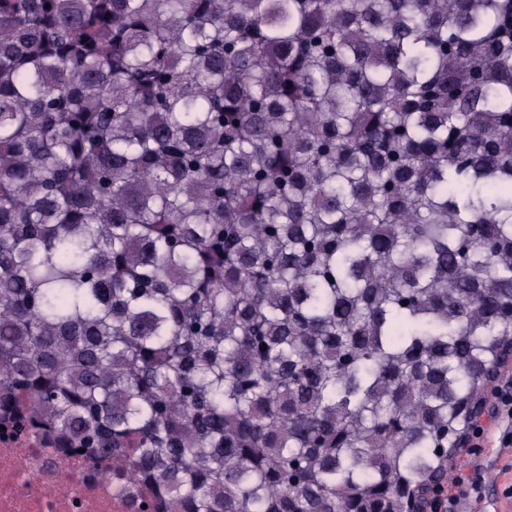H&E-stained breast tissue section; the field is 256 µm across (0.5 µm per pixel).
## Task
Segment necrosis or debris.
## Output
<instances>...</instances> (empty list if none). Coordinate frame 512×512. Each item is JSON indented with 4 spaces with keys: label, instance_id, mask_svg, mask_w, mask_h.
<instances>
[{
    "label": "necrosis or debris",
    "instance_id": "obj_1",
    "mask_svg": "<svg viewBox=\"0 0 512 512\" xmlns=\"http://www.w3.org/2000/svg\"><path fill=\"white\" fill-rule=\"evenodd\" d=\"M128 469L0 434V512H155Z\"/></svg>",
    "mask_w": 512,
    "mask_h": 512
}]
</instances>
